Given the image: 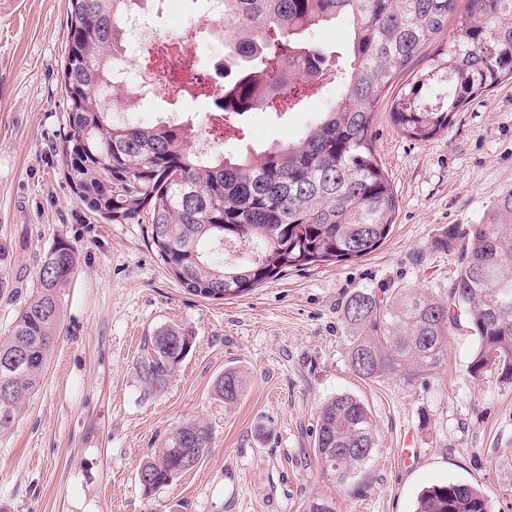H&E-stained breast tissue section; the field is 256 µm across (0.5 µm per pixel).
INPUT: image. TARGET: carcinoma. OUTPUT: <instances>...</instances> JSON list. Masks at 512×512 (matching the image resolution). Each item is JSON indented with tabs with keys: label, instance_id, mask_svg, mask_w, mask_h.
Here are the masks:
<instances>
[{
	"label": "carcinoma",
	"instance_id": "carcinoma-1",
	"mask_svg": "<svg viewBox=\"0 0 512 512\" xmlns=\"http://www.w3.org/2000/svg\"><path fill=\"white\" fill-rule=\"evenodd\" d=\"M143 0H69L63 85L67 102L61 152L64 177L88 209L112 224L148 221L160 262L185 288L206 299L240 297L292 268L367 256L389 237L399 200L373 150V115L396 76L411 68L441 34L448 47L393 99L392 123L427 142L448 130L454 112L474 96L512 79V0H224V50L249 66L224 93V113L270 108L296 81L313 78L323 59L312 29L353 19L344 58V91L336 107L296 142L241 157L190 153L189 130L112 120V51L122 15ZM466 240L448 298L410 288L385 304L366 291L342 306L351 329L347 360L363 380L401 376L413 382L444 359L452 308L466 306L478 343L468 365L482 382L512 384V193L487 221L435 240L446 249ZM228 247L249 252L224 262ZM76 249L59 241L45 254L36 294L0 330V361L27 360L20 372L0 366V432L38 388L57 335L58 290L74 274ZM191 337L166 327L139 360L143 383L164 392L187 356ZM243 375L227 369L216 384L235 403ZM210 430L188 422L138 468L143 491L168 486L210 451ZM376 446L373 415L360 399L340 394L317 416L313 454L322 470L343 478ZM416 512H492L476 487L435 485Z\"/></svg>",
	"mask_w": 512,
	"mask_h": 512
}]
</instances>
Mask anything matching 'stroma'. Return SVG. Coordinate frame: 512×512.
Listing matches in <instances>:
<instances>
[{"instance_id":"1","label":"stroma","mask_w":512,"mask_h":512,"mask_svg":"<svg viewBox=\"0 0 512 512\" xmlns=\"http://www.w3.org/2000/svg\"><path fill=\"white\" fill-rule=\"evenodd\" d=\"M67 0H12L0 10V327L37 286L44 253L73 244L78 265L59 292L57 338L41 385L0 433V512H415L423 489L479 487L493 512H512V386L468 372L477 345L458 312L442 366L415 383L367 381L348 365L341 304L357 290L447 295L458 249L434 248L452 227L484 220L512 192V80L456 112L447 132L419 143L391 123L390 99L373 119L374 154L399 199L390 236L372 254L293 269L239 297L210 300L183 287L151 248L143 224H110L64 178L58 150L66 98ZM333 82L283 117L253 110L218 153L297 139L334 107ZM178 325L193 338L168 388L137 375L143 344ZM245 379L225 405V369ZM362 400L376 447L354 474H323L313 432L323 403ZM205 424L210 452L173 484L145 494L140 463L188 421ZM401 448L415 451L407 467Z\"/></svg>"}]
</instances>
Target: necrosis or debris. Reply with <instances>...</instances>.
Instances as JSON below:
<instances>
[{
    "mask_svg": "<svg viewBox=\"0 0 512 512\" xmlns=\"http://www.w3.org/2000/svg\"><path fill=\"white\" fill-rule=\"evenodd\" d=\"M165 3L166 0H149L148 6L122 16L120 49L112 57V73L118 86L135 82L139 98L168 99L170 105L160 115V123L185 127L189 121L177 103V90L195 77L193 60L185 47L195 40L203 25L212 29L216 44H223L224 3L223 0H207L206 12L188 16L180 30L172 35L154 30L149 16L151 8L162 7ZM132 51L140 58L134 68L128 60Z\"/></svg>",
    "mask_w": 512,
    "mask_h": 512,
    "instance_id": "obj_1",
    "label": "necrosis or debris"
}]
</instances>
